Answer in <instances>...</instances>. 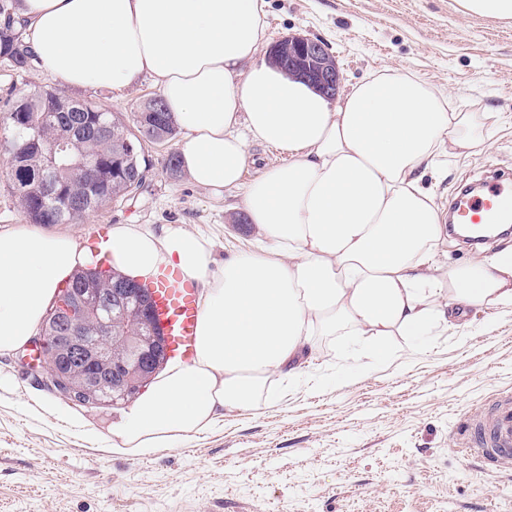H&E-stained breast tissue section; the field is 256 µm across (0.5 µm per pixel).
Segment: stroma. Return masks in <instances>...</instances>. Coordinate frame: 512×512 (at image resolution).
Here are the masks:
<instances>
[{
    "mask_svg": "<svg viewBox=\"0 0 512 512\" xmlns=\"http://www.w3.org/2000/svg\"><path fill=\"white\" fill-rule=\"evenodd\" d=\"M267 44L327 42L344 88L383 65L499 113L491 148L448 160L434 187L455 192L512 174V21L464 15L459 0H268ZM152 75L120 93L68 89L112 112L158 94ZM179 140L147 146L145 186L60 230L181 224L209 235L217 258L249 249L241 192L221 195L167 170ZM463 330L434 327L408 354L377 358L345 330L319 337L306 383L275 377L258 407L225 414L174 447L130 456L112 445L124 404L80 406L47 391L19 351L0 353V512H512V473L458 452L465 418L512 392V309H469Z\"/></svg>",
    "mask_w": 512,
    "mask_h": 512,
    "instance_id": "1",
    "label": "stroma"
}]
</instances>
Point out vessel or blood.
<instances>
[{"label":"vessel or blood","mask_w":512,"mask_h":512,"mask_svg":"<svg viewBox=\"0 0 512 512\" xmlns=\"http://www.w3.org/2000/svg\"><path fill=\"white\" fill-rule=\"evenodd\" d=\"M453 218L459 224H501L512 220V179L500 177L456 199ZM158 327L166 339L168 355L192 361L200 318L196 290L175 268H160L149 282ZM465 455L476 456L490 471H512V396L499 397L481 417L465 422Z\"/></svg>","instance_id":"b4317fda"}]
</instances>
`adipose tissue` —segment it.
<instances>
[{"label": "adipose tissue", "mask_w": 512, "mask_h": 512, "mask_svg": "<svg viewBox=\"0 0 512 512\" xmlns=\"http://www.w3.org/2000/svg\"><path fill=\"white\" fill-rule=\"evenodd\" d=\"M32 50L53 79L120 91L153 75L185 139L183 171L212 191L244 189L259 235L217 263L212 239L180 224H117L105 243L39 227L0 231V351L23 346L77 268L109 259L145 281L179 267L199 291L194 359L157 374L112 429L139 455L252 409L270 376L296 377L315 339L348 329L372 355L416 348L474 307L512 308V246L443 268L444 215L424 179L441 157L489 147L495 112L457 110L393 67L338 104L259 54L266 0H20ZM289 160L250 182L249 143Z\"/></svg>", "instance_id": "obj_1"}]
</instances>
